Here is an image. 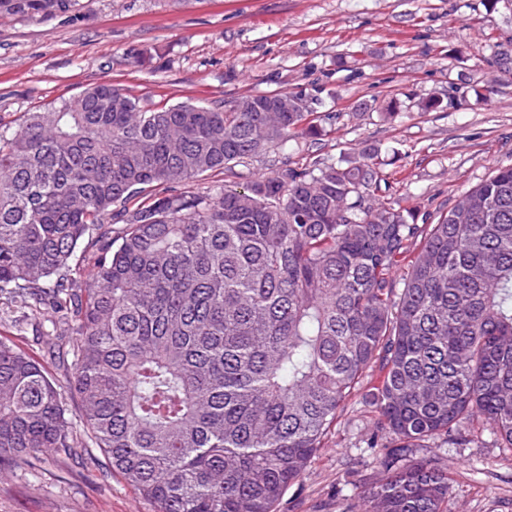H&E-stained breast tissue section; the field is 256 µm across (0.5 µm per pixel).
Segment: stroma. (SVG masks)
Segmentation results:
<instances>
[{
	"instance_id": "1",
	"label": "stroma",
	"mask_w": 512,
	"mask_h": 512,
	"mask_svg": "<svg viewBox=\"0 0 512 512\" xmlns=\"http://www.w3.org/2000/svg\"><path fill=\"white\" fill-rule=\"evenodd\" d=\"M512 45V0H80L52 18H0V126L56 107L91 86L125 88L149 109L201 101L221 107L243 95L315 84L334 120L326 135L243 160L195 191L243 189L274 173L283 156L334 163L381 151L391 198L437 223L461 195L512 165V76L496 63ZM456 91L445 112L419 102ZM399 99L397 117L378 104ZM368 112L355 113L359 103ZM46 327L0 299V338L34 357L60 387L66 417L82 432L81 402L69 389L70 349L38 342ZM372 430L353 398L300 481L275 512H360L365 483L385 476L366 445ZM413 458L437 457L454 479L448 512H512V454L492 436L465 448L432 440ZM0 512H155L100 449L47 454L0 468Z\"/></svg>"
}]
</instances>
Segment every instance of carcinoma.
<instances>
[{"label":"carcinoma","instance_id":"carcinoma-1","mask_svg":"<svg viewBox=\"0 0 512 512\" xmlns=\"http://www.w3.org/2000/svg\"><path fill=\"white\" fill-rule=\"evenodd\" d=\"M77 5L0 0V16ZM322 93L147 109L100 84L0 127V295L51 313L88 441L156 512H274L362 389L387 472L362 512H446L451 473L410 458L421 442L489 430L512 453L511 165L436 224L369 202L376 151L183 189L321 135ZM84 447L44 367L0 341V465ZM282 158L283 153L275 150L254 158L244 159L243 162L224 170L223 174L196 179L189 183L188 187L195 191H217L223 187L242 190L258 176L274 173L281 166Z\"/></svg>","mask_w":512,"mask_h":512}]
</instances>
